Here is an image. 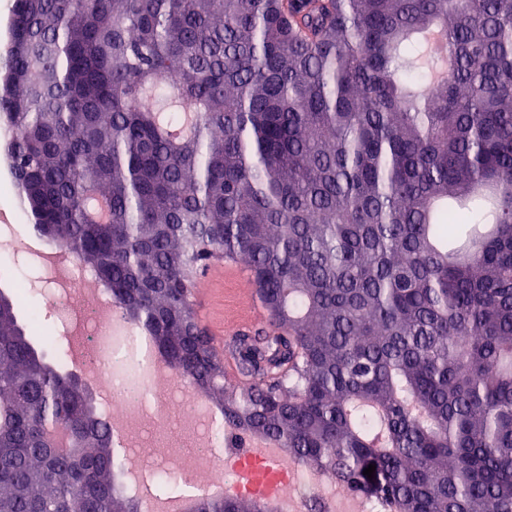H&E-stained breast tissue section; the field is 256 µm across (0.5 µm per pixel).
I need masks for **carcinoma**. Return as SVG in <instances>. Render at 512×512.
Wrapping results in <instances>:
<instances>
[{"instance_id": "1", "label": "carcinoma", "mask_w": 512, "mask_h": 512, "mask_svg": "<svg viewBox=\"0 0 512 512\" xmlns=\"http://www.w3.org/2000/svg\"><path fill=\"white\" fill-rule=\"evenodd\" d=\"M1 125L34 228L224 426L381 512H512V0H14ZM215 256L268 320L233 338L245 388L194 318ZM17 303L0 512H139Z\"/></svg>"}]
</instances>
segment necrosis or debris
I'll return each mask as SVG.
<instances>
[{
	"label": "necrosis or debris",
	"mask_w": 512,
	"mask_h": 512,
	"mask_svg": "<svg viewBox=\"0 0 512 512\" xmlns=\"http://www.w3.org/2000/svg\"><path fill=\"white\" fill-rule=\"evenodd\" d=\"M38 271L40 308L56 314V336L75 330L74 345L86 356L103 400L102 414L122 432L137 428L148 433L115 459L125 493L135 498L140 487L150 489L152 497L143 502L142 512H162L164 502L184 497L194 485L218 487L227 496L263 497L277 512H377L345 485L300 468L279 443L225 429L220 409L172 385L173 372L163 356L139 358L140 350H153L151 336L113 319L112 296L94 287L91 272L75 262L60 271L42 264ZM177 419L202 426L200 442L211 449L209 460L157 440V431Z\"/></svg>",
	"instance_id": "obj_1"
}]
</instances>
